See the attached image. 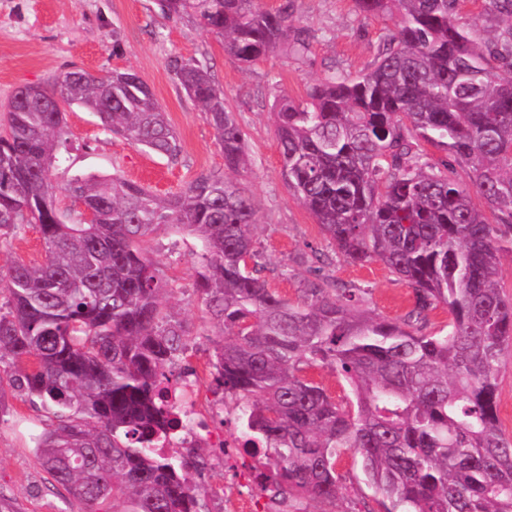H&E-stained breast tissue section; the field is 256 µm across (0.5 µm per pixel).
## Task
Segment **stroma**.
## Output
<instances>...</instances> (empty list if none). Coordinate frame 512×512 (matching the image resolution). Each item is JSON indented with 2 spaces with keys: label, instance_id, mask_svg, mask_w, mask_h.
<instances>
[{
  "label": "stroma",
  "instance_id": "1",
  "mask_svg": "<svg viewBox=\"0 0 512 512\" xmlns=\"http://www.w3.org/2000/svg\"><path fill=\"white\" fill-rule=\"evenodd\" d=\"M290 14L311 34L304 56L280 46L243 68L225 55L220 38L194 19L161 15L156 0H0V105L21 86L46 84L71 67L99 75L130 70L151 88L180 144L177 162L131 146L103 128L80 107L66 112L69 157L53 170L57 184L76 174H117L157 194L179 190L207 172L224 169V153L205 112L178 86L173 58L207 67L224 90V101L244 133L251 164L236 172L256 209L253 234L269 288L298 303L314 278L352 289L357 304L396 319L414 306L409 285L383 264L354 265L337 255L313 215L289 192L282 173L271 107L276 96L304 100L310 84L327 69L355 76L374 61L395 20L359 10L356 0H290ZM194 237L162 224L148 237L146 251L167 281L166 304L187 327L185 368L202 391H210L211 350L219 326L206 313L196 288ZM40 263L45 246L36 227L0 238V273L14 260ZM0 425V493L13 498L17 512H80V503L55 486L39 466L32 435L47 418L22 395L8 396ZM342 494L335 505L311 501L309 512H350L353 503H375L359 456L337 465Z\"/></svg>",
  "mask_w": 512,
  "mask_h": 512
}]
</instances>
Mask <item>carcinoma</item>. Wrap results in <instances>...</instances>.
Returning <instances> with one entry per match:
<instances>
[{"instance_id":"obj_1","label":"carcinoma","mask_w":512,"mask_h":512,"mask_svg":"<svg viewBox=\"0 0 512 512\" xmlns=\"http://www.w3.org/2000/svg\"><path fill=\"white\" fill-rule=\"evenodd\" d=\"M397 17L377 61L356 77L334 71L296 102H274L288 190L347 262L379 261L413 289L403 320L359 309L326 279L297 305L267 288L252 235L254 206L238 180L202 173L160 197L117 176H76L56 204L51 168L66 148L65 107L98 109L101 125L174 161L181 144L134 72L96 81L72 68L41 98L0 113V237L38 226L43 263L17 260L0 279V423L7 393L40 403L49 424L32 437L40 466L87 512H201L202 459L161 452L181 426L165 369L186 329L143 247L160 224L195 237L197 289L221 328L216 389L237 401L244 449L260 491L294 503H334L336 462L360 456L384 512H512V439L497 391L512 347V297L497 276L512 236V0H482L507 25L482 42L457 19L462 0H356ZM191 17L248 66L280 45L303 55L309 29L288 3L159 0ZM207 115L224 166L245 165L241 129L208 68L172 61ZM446 154L430 162L421 144ZM467 165L498 223L487 222L451 173ZM448 309V333H421ZM328 367L353 396L346 408L302 376Z\"/></svg>"}]
</instances>
